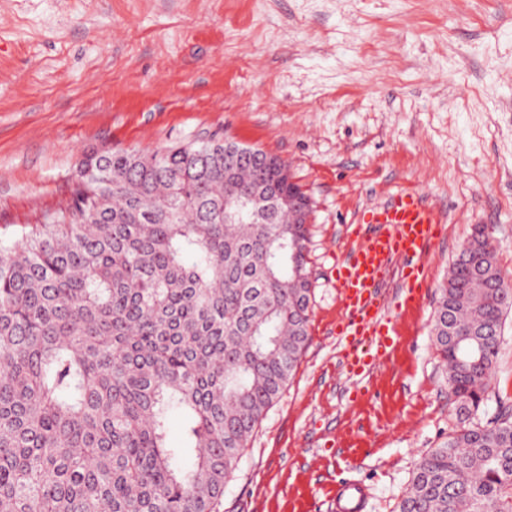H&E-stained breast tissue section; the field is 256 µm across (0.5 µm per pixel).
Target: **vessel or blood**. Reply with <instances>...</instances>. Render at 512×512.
Listing matches in <instances>:
<instances>
[{"instance_id": "1", "label": "vessel or blood", "mask_w": 512, "mask_h": 512, "mask_svg": "<svg viewBox=\"0 0 512 512\" xmlns=\"http://www.w3.org/2000/svg\"><path fill=\"white\" fill-rule=\"evenodd\" d=\"M354 244L334 270L338 298L346 317L339 326L351 347L346 354L351 370L363 369L369 354L386 355L399 331L386 314L379 288L386 268L402 260L401 292L397 310L416 311L428 282L424 259L441 236L442 221L435 208L417 192L404 190L384 204L372 207L363 223L350 227ZM363 486H340L335 495L337 512H361Z\"/></svg>"}]
</instances>
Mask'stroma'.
Masks as SVG:
<instances>
[{
    "mask_svg": "<svg viewBox=\"0 0 512 512\" xmlns=\"http://www.w3.org/2000/svg\"><path fill=\"white\" fill-rule=\"evenodd\" d=\"M311 196V340L224 487L223 512H394L456 418L432 319L476 228L512 277V0H0V234L64 207L83 151L211 136ZM403 189L439 212L419 310L351 376L332 271L348 225ZM512 406V315L487 414ZM334 498L336 501V511L358 512L364 505L365 490L360 484H345L336 489Z\"/></svg>",
    "mask_w": 512,
    "mask_h": 512,
    "instance_id": "35a3bbf8",
    "label": "stroma"
}]
</instances>
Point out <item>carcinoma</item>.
Masks as SVG:
<instances>
[{
  "label": "carcinoma",
  "instance_id": "obj_1",
  "mask_svg": "<svg viewBox=\"0 0 512 512\" xmlns=\"http://www.w3.org/2000/svg\"><path fill=\"white\" fill-rule=\"evenodd\" d=\"M81 167L101 179L0 239V512H221L309 342L308 227L277 196L298 186L216 137ZM466 247L432 328L458 425L396 512H512V409L481 420L512 279L484 229Z\"/></svg>",
  "mask_w": 512,
  "mask_h": 512
}]
</instances>
